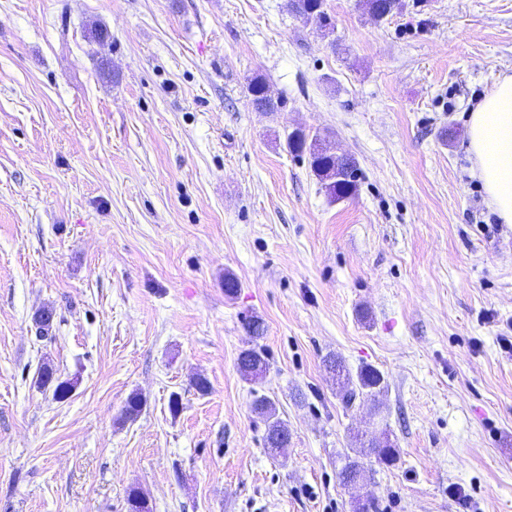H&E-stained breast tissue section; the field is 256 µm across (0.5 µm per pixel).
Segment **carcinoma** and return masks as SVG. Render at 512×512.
I'll return each mask as SVG.
<instances>
[{
  "mask_svg": "<svg viewBox=\"0 0 512 512\" xmlns=\"http://www.w3.org/2000/svg\"><path fill=\"white\" fill-rule=\"evenodd\" d=\"M364 9L378 20L385 19L402 8V0H362ZM289 8L297 16L307 23L316 22L322 28L329 30L332 23L327 21V13L323 9V0H289ZM249 93L252 104L259 110L274 112L278 105L268 96L266 84L261 79L253 80L249 85ZM286 146L297 153L309 154L310 166L316 176L325 184L328 193L336 199H342L351 195L357 187V164L355 159L349 156H338L330 148L318 139H308L301 131H293L286 135ZM247 332L252 340V346L243 350L238 357V369L246 380L257 377V371L266 370L267 358L257 341L263 337L264 327L259 320H251L247 323ZM330 368L338 376L341 383L342 398L346 404L353 403L358 397H369L381 390L383 377L379 371L372 368H363L357 372V379L343 365L336 360L330 361ZM37 383L43 388H53V396L57 400H63L71 393L74 382L71 380H59L53 366L45 362L41 365ZM144 400L138 393H132L127 398L122 410L124 419H134L142 411ZM254 411L266 424V445L276 451L284 444L279 441V435L283 432V422L277 417L273 404L264 397L254 401ZM362 455L375 456L376 460L383 464L394 461V449L388 445L370 442L363 447ZM364 463L356 458H348L341 469L342 484L347 486L365 476Z\"/></svg>",
  "mask_w": 512,
  "mask_h": 512,
  "instance_id": "carcinoma-1",
  "label": "carcinoma"
}]
</instances>
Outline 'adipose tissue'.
I'll list each match as a JSON object with an SVG mask.
<instances>
[{
	"label": "adipose tissue",
	"mask_w": 512,
	"mask_h": 512,
	"mask_svg": "<svg viewBox=\"0 0 512 512\" xmlns=\"http://www.w3.org/2000/svg\"><path fill=\"white\" fill-rule=\"evenodd\" d=\"M468 151L489 208L512 224V75L499 78L468 118Z\"/></svg>",
	"instance_id": "adipose-tissue-1"
}]
</instances>
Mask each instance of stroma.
I'll return each mask as SVG.
<instances>
[{
	"mask_svg": "<svg viewBox=\"0 0 512 512\" xmlns=\"http://www.w3.org/2000/svg\"><path fill=\"white\" fill-rule=\"evenodd\" d=\"M404 3L324 0L327 32L288 0H0V512H128L134 487L150 512H512V224L466 149L512 0ZM298 129L356 160L351 196ZM331 356L382 390L345 406ZM385 439L395 461L342 485ZM286 146L292 152L309 154L310 166L316 176L325 184L328 193L336 199L351 195L357 187V164L349 156H337L325 143L312 138L308 144L307 135L293 131L286 135ZM247 332L251 337V347L244 349L238 357V369L245 380H253L257 377V371H265L268 362L264 352L258 346L257 341L263 337V323L258 319L247 323ZM36 381L40 387H53V396L57 400L66 399L75 386L71 380L59 381L53 366L48 362L41 365ZM254 411L266 424L267 448H270L272 451H277L279 448H287L289 441L288 430H284L283 432V422L277 417L276 409L273 404L264 397H258L254 401ZM279 435L287 445H284L279 441Z\"/></svg>",
	"mask_w": 512,
	"mask_h": 512,
	"instance_id": "obj_1",
	"label": "stroma"
}]
</instances>
